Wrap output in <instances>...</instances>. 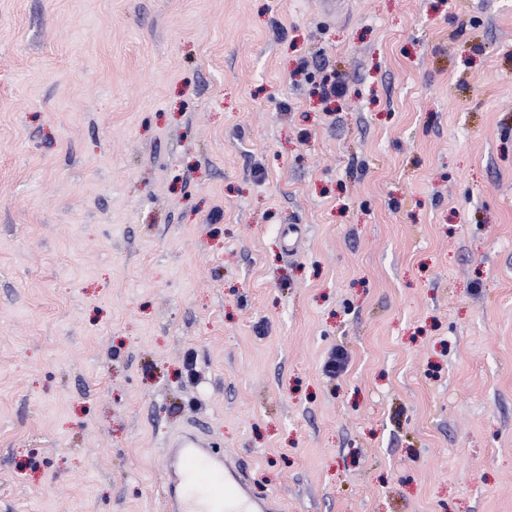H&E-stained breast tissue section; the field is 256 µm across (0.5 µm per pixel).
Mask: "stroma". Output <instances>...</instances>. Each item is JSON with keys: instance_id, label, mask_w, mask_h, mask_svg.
Listing matches in <instances>:
<instances>
[{"instance_id": "obj_1", "label": "stroma", "mask_w": 512, "mask_h": 512, "mask_svg": "<svg viewBox=\"0 0 512 512\" xmlns=\"http://www.w3.org/2000/svg\"><path fill=\"white\" fill-rule=\"evenodd\" d=\"M188 422L512 512V0H0V512H162Z\"/></svg>"}]
</instances>
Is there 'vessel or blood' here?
Masks as SVG:
<instances>
[{
    "mask_svg": "<svg viewBox=\"0 0 512 512\" xmlns=\"http://www.w3.org/2000/svg\"><path fill=\"white\" fill-rule=\"evenodd\" d=\"M166 460L165 512H281L280 501L257 493L244 471L197 428H185L168 442Z\"/></svg>",
    "mask_w": 512,
    "mask_h": 512,
    "instance_id": "b4317fda",
    "label": "vessel or blood"
}]
</instances>
